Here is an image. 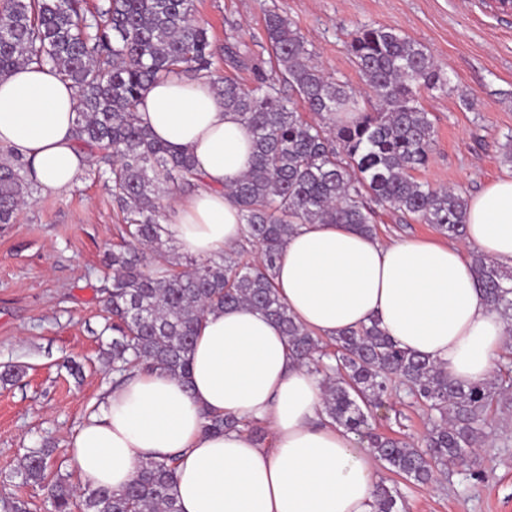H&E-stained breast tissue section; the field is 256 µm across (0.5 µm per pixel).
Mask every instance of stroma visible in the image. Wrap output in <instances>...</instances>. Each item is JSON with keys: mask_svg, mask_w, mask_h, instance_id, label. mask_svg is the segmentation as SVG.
<instances>
[{"mask_svg": "<svg viewBox=\"0 0 512 512\" xmlns=\"http://www.w3.org/2000/svg\"><path fill=\"white\" fill-rule=\"evenodd\" d=\"M275 11L298 27L315 63L348 82L362 106L370 98L347 46L362 26L402 31L426 46L448 71V94L421 92L436 141L420 180L472 195L490 180L512 176L503 153L512 136V16L487 0H196V20L217 48L239 47L244 65L223 56V74L253 86L270 70L264 16ZM90 161L78 182L57 193L32 187L14 223L0 224V371L19 376L0 384V499L24 501L27 512H52L46 489L19 474L27 449L55 446V463L71 483L66 448L86 412L113 388L108 355L112 331L99 302L105 285L104 252L118 242L124 223L112 186ZM377 235L434 239L437 231L382 210ZM427 415L392 396L371 418L377 431L422 445ZM487 437L464 462L420 486L377 466V478L396 482L399 512H512V404L492 405Z\"/></svg>", "mask_w": 512, "mask_h": 512, "instance_id": "1", "label": "stroma"}]
</instances>
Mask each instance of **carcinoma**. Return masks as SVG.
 I'll return each mask as SVG.
<instances>
[{
    "label": "carcinoma",
    "mask_w": 512,
    "mask_h": 512,
    "mask_svg": "<svg viewBox=\"0 0 512 512\" xmlns=\"http://www.w3.org/2000/svg\"><path fill=\"white\" fill-rule=\"evenodd\" d=\"M265 32L271 72L252 88L221 74L208 29L195 20V0H0V77L31 63L49 65L78 90L75 136L109 167L112 198L129 215L126 239L104 253L111 283L102 289L112 319L110 355L118 376L159 369L190 383L191 351L208 312L248 306L278 323L293 356L321 376L323 412L361 436L368 452L398 476L429 484L464 461L485 437V412L509 393L503 376L461 384L440 366L401 349L377 322L329 343L297 323L273 284L283 241L299 224H351L376 233L370 203L430 224L450 239L466 234L468 198L437 188L415 172L430 161L435 127L419 103L420 89L446 93L452 83L428 49L394 28L363 26L349 52L374 100L365 111L355 90L325 74L305 38L285 15L269 12ZM205 78L252 131L254 158L229 187L241 210L244 239L260 260L226 250L198 261L172 253L161 203L169 186L192 185V157L155 140L139 124L141 92L170 75ZM292 91L313 119L295 110ZM339 112L358 116L336 121ZM30 187L22 167L0 159V224L11 222ZM473 268L490 307L512 332V274L473 254ZM429 412L421 449L370 431L396 384ZM241 422L208 415L206 430L222 433ZM54 449L22 456L25 482L47 489L54 512H180L174 494L175 458H145L119 492L77 488L51 470ZM397 486L376 485L374 512H398Z\"/></svg>",
    "instance_id": "obj_1"
}]
</instances>
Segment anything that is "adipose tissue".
I'll use <instances>...</instances> for the list:
<instances>
[{
    "label": "adipose tissue",
    "mask_w": 512,
    "mask_h": 512,
    "mask_svg": "<svg viewBox=\"0 0 512 512\" xmlns=\"http://www.w3.org/2000/svg\"><path fill=\"white\" fill-rule=\"evenodd\" d=\"M77 90L50 67L0 78V145L27 163L43 193L73 186L89 163L75 137ZM137 117L158 140L189 152L201 181L177 203L168 237L200 258L242 236L226 188L249 168L253 135L208 81L149 84ZM512 266V177L468 203L463 241H384L345 224H301L280 252L274 285L294 319L323 337L377 320L404 350L469 384L488 378L512 341L486 303L470 254ZM320 376L292 356L279 326L245 306L205 315L189 384L138 371L112 389L69 442L83 484L121 490L139 460L176 458L181 512H372L375 461L323 412ZM257 420L271 447L243 429L206 431L204 414Z\"/></svg>",
    "instance_id": "ef3b65f1"
}]
</instances>
